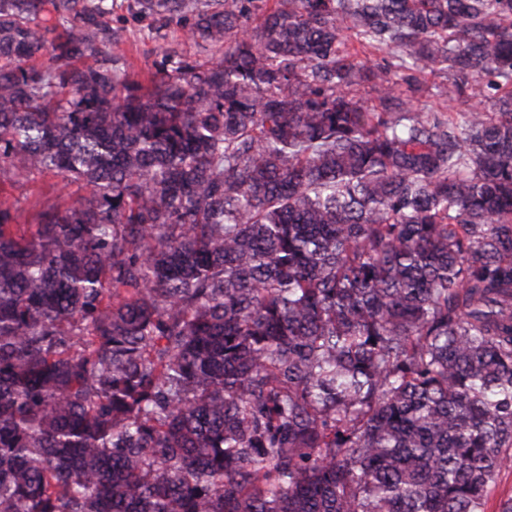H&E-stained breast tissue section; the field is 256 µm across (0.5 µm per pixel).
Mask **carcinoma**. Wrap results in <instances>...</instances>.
Wrapping results in <instances>:
<instances>
[{
	"label": "carcinoma",
	"instance_id": "1",
	"mask_svg": "<svg viewBox=\"0 0 512 512\" xmlns=\"http://www.w3.org/2000/svg\"><path fill=\"white\" fill-rule=\"evenodd\" d=\"M113 5L0 0V512H484L512 0H127L142 81ZM115 1L112 26L123 28L124 35L116 46H112V53L128 59L132 63L130 72L138 74L139 79H143L149 71H154V61L160 60L155 51L159 45L165 44L174 47L179 53L191 56L199 50L184 37L181 27L176 24H172L168 30L162 31V34L166 33L164 39L155 40L154 31L148 21L134 19L126 11V0Z\"/></svg>",
	"mask_w": 512,
	"mask_h": 512
}]
</instances>
